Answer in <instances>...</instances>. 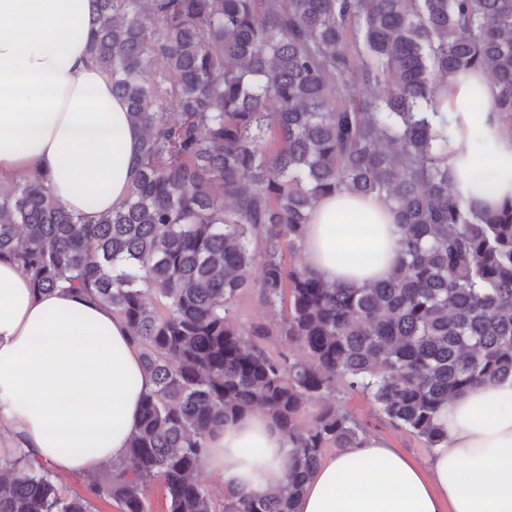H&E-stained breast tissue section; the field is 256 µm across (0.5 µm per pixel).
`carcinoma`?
Returning <instances> with one entry per match:
<instances>
[{
    "instance_id": "1",
    "label": "carcinoma",
    "mask_w": 512,
    "mask_h": 512,
    "mask_svg": "<svg viewBox=\"0 0 512 512\" xmlns=\"http://www.w3.org/2000/svg\"><path fill=\"white\" fill-rule=\"evenodd\" d=\"M93 53L143 131L130 193L84 224L40 177L0 187V256L40 293L110 305L153 389L122 465L66 494L18 448L0 512H150L156 482L167 512H216L194 475L249 410L287 436L291 467L222 512H292L326 449L373 439L345 395L432 449L449 399L512 378V198L454 195L445 94L453 74H487L512 130V0H95ZM344 191L389 203L393 277L346 288L296 261L312 209ZM256 268L277 318L241 322Z\"/></svg>"
}]
</instances>
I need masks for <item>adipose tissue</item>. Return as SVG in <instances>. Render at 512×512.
<instances>
[{
	"label": "adipose tissue",
	"mask_w": 512,
	"mask_h": 512,
	"mask_svg": "<svg viewBox=\"0 0 512 512\" xmlns=\"http://www.w3.org/2000/svg\"><path fill=\"white\" fill-rule=\"evenodd\" d=\"M93 13V0H0V185L44 178L69 212L94 218L128 196L142 132L91 51ZM498 95L483 74L448 82L449 110L483 139L478 152L464 138L448 147V179L468 205L512 197V132ZM400 238L384 199L341 193L313 209L302 252L320 279L360 287L395 274ZM152 387L111 306L76 291L38 293L0 259V422L11 447L64 475L123 464ZM437 422L448 443L425 464L375 440L339 451L294 512H512V379L456 396ZM289 452L269 418L246 412L211 437L206 465L225 493L261 495L284 482Z\"/></svg>",
	"instance_id": "adipose-tissue-1"
}]
</instances>
